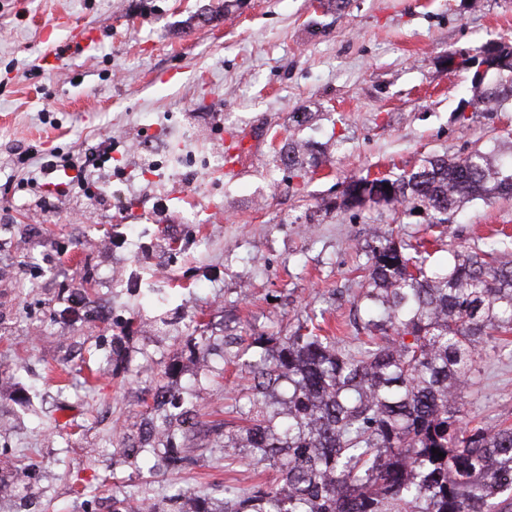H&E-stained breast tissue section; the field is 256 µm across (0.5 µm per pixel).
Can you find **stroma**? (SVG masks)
<instances>
[{
  "instance_id": "35a3bbf8",
  "label": "stroma",
  "mask_w": 512,
  "mask_h": 512,
  "mask_svg": "<svg viewBox=\"0 0 512 512\" xmlns=\"http://www.w3.org/2000/svg\"><path fill=\"white\" fill-rule=\"evenodd\" d=\"M512 40V0H0V464H35L21 512H110L271 480L206 448L190 473L119 464L161 370L199 391L225 431L245 365L306 321L351 349L365 338L362 269L373 231L487 249L512 234V197L475 200L442 228L385 205L346 208L352 176L431 157L512 151V104L476 105L448 52ZM93 195L44 184L51 154L103 140ZM309 144L293 170L279 150ZM214 165L153 171L172 144ZM93 315H64L74 293ZM224 348L189 351L193 319ZM125 335L121 364L112 339ZM94 367L88 386L71 389ZM469 426H512V330L485 348L461 407Z\"/></svg>"
}]
</instances>
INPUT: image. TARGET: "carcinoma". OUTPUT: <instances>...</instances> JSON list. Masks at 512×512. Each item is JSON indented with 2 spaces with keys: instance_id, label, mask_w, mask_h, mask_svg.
I'll return each instance as SVG.
<instances>
[{
  "instance_id": "obj_1",
  "label": "carcinoma",
  "mask_w": 512,
  "mask_h": 512,
  "mask_svg": "<svg viewBox=\"0 0 512 512\" xmlns=\"http://www.w3.org/2000/svg\"><path fill=\"white\" fill-rule=\"evenodd\" d=\"M448 69L485 66L504 79L480 91L497 110L512 99V40L487 42L474 55L448 52ZM308 150L290 144L280 160L300 170ZM395 195L387 206L423 210L429 224L450 223L464 204L512 196V155L474 149L438 157L417 171L383 177ZM368 178H351L343 205L353 204ZM363 270L367 339L350 350L321 327L303 325L275 339L274 350L250 368L255 396L237 410L246 425L223 435L221 422L200 420L165 367L153 395V418L123 436L120 458L134 464L149 451L166 470L196 463L188 442L204 430L234 461L243 448L276 472L245 490L215 486L193 497L191 512H504L497 498L512 489V428L470 427L459 401L481 351L512 328V237L487 251L452 250L453 262L430 264L424 243L377 238ZM444 453L440 457L433 450Z\"/></svg>"
}]
</instances>
